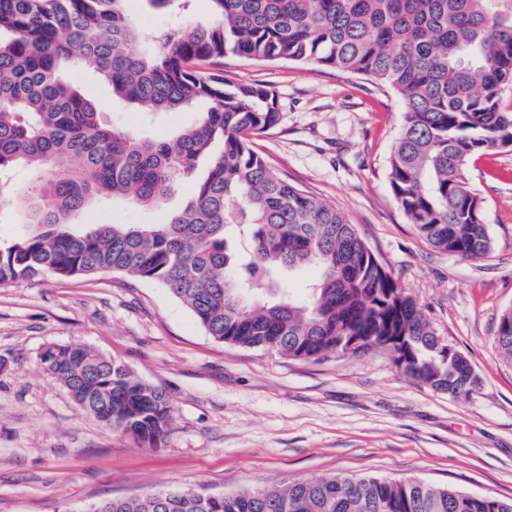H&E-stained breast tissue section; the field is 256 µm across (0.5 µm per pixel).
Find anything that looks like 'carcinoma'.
I'll use <instances>...</instances> for the list:
<instances>
[{
  "instance_id": "carcinoma-1",
  "label": "carcinoma",
  "mask_w": 512,
  "mask_h": 512,
  "mask_svg": "<svg viewBox=\"0 0 512 512\" xmlns=\"http://www.w3.org/2000/svg\"><path fill=\"white\" fill-rule=\"evenodd\" d=\"M124 2L0 0V207L21 204L28 226L0 243V282L118 272L163 285L218 342L321 360L356 341L358 356L381 349L422 384L472 393L467 359L354 225L254 150L252 137L278 123L274 91L211 69L229 56L309 62L391 88L404 107L389 160L399 207L431 246L483 258L492 241L475 222L482 201L466 168L512 145V108L501 100L512 87V0H209L212 23L150 37ZM145 2L172 12L188 0ZM75 66L107 83L116 103L198 117L163 138L106 124L69 79ZM203 159L206 174L160 224L70 222L111 197L158 206ZM20 166L41 177L36 189L11 187L7 174ZM308 266L318 276L302 292L277 283ZM497 340L512 360V309ZM39 362L105 427L148 446L166 437L168 398L122 363L59 344ZM111 512H512V502L337 474L219 497L116 498Z\"/></svg>"
}]
</instances>
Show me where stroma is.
<instances>
[{"mask_svg": "<svg viewBox=\"0 0 512 512\" xmlns=\"http://www.w3.org/2000/svg\"><path fill=\"white\" fill-rule=\"evenodd\" d=\"M236 83L272 87L278 124L254 138L290 183L339 210L479 385L450 395L410 379L381 350L319 362L220 343L160 284L117 273L0 283V512H91L168 489L222 493L336 474L417 479L512 499V362L497 342L512 309V147L472 157L491 253L470 260L426 243L398 206L388 159L403 105L375 81L314 64L225 60ZM72 80L101 118L138 132L87 70ZM160 206L87 207L80 224H157ZM51 344L96 349L158 388L174 421L156 447L105 428L40 366Z\"/></svg>", "mask_w": 512, "mask_h": 512, "instance_id": "35a3bbf8", "label": "stroma"}]
</instances>
